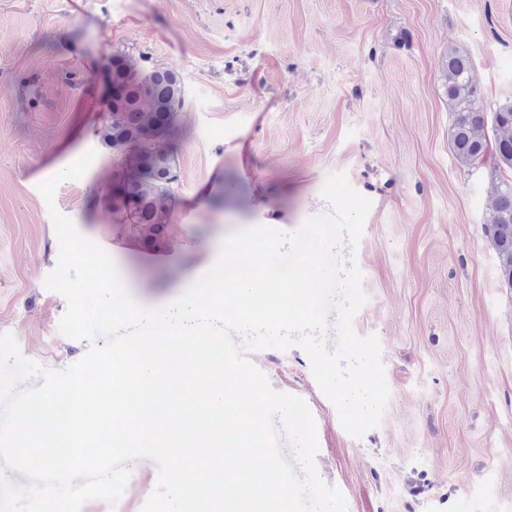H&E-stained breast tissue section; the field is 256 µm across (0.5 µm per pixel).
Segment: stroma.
<instances>
[{"label": "stroma", "instance_id": "obj_1", "mask_svg": "<svg viewBox=\"0 0 512 512\" xmlns=\"http://www.w3.org/2000/svg\"><path fill=\"white\" fill-rule=\"evenodd\" d=\"M467 53L485 117L512 101V0H0V334L58 369L100 346L59 331L66 301L57 208L114 259L149 307L213 263L238 230L292 233L332 210L329 174L371 200L354 255L390 399L351 436L297 345L248 353L274 390L305 400L320 478L347 512H512V290L485 231L491 176L460 166L441 60ZM185 87L173 147L177 199L160 251L112 223L102 72L113 50ZM84 176L40 188L89 150ZM158 464L141 457L116 501L141 512Z\"/></svg>", "mask_w": 512, "mask_h": 512}]
</instances>
